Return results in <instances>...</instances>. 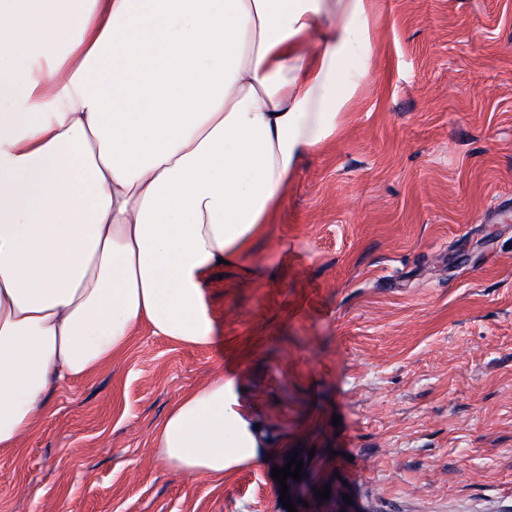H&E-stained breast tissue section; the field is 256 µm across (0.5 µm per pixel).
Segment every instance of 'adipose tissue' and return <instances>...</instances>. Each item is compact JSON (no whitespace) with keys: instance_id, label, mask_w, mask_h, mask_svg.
Returning a JSON list of instances; mask_svg holds the SVG:
<instances>
[{"instance_id":"ef3b65f1","label":"adipose tissue","mask_w":512,"mask_h":512,"mask_svg":"<svg viewBox=\"0 0 512 512\" xmlns=\"http://www.w3.org/2000/svg\"><path fill=\"white\" fill-rule=\"evenodd\" d=\"M372 0H0V449L148 324L212 342L202 283L252 255L369 74ZM223 477L258 440L223 379L157 427Z\"/></svg>"}]
</instances>
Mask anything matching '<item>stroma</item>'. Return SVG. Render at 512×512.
<instances>
[{
  "label": "stroma",
  "instance_id": "35a3bbf8",
  "mask_svg": "<svg viewBox=\"0 0 512 512\" xmlns=\"http://www.w3.org/2000/svg\"><path fill=\"white\" fill-rule=\"evenodd\" d=\"M373 3L341 131L203 287L213 343L143 323L59 385L0 512H512V0ZM220 376L267 456L182 477L153 431Z\"/></svg>",
  "mask_w": 512,
  "mask_h": 512
}]
</instances>
